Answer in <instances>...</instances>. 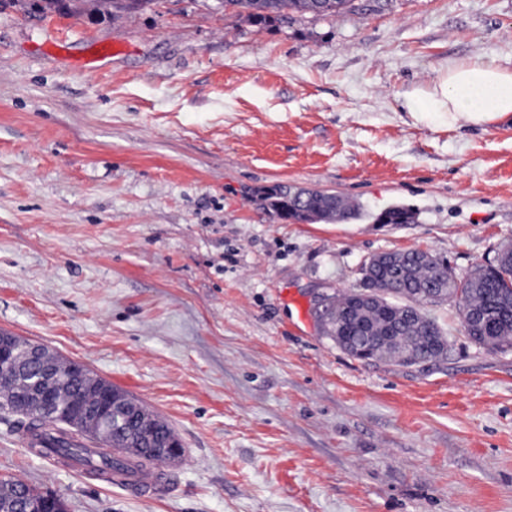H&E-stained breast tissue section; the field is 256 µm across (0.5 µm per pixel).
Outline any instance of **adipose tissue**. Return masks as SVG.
I'll return each instance as SVG.
<instances>
[{
  "label": "adipose tissue",
  "instance_id": "obj_1",
  "mask_svg": "<svg viewBox=\"0 0 512 512\" xmlns=\"http://www.w3.org/2000/svg\"><path fill=\"white\" fill-rule=\"evenodd\" d=\"M414 112H443L449 125H489L512 116V68L477 58L450 65L430 91L411 98Z\"/></svg>",
  "mask_w": 512,
  "mask_h": 512
}]
</instances>
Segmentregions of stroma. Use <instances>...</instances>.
<instances>
[{"mask_svg": "<svg viewBox=\"0 0 512 512\" xmlns=\"http://www.w3.org/2000/svg\"><path fill=\"white\" fill-rule=\"evenodd\" d=\"M355 5L264 26L217 0L0 7V332L138 399L184 449L142 497L0 422V478L68 512H512V348L472 344L442 304L445 358L361 361L311 314L371 255L420 248L462 276L512 246V118L406 105L450 64L512 68V0ZM279 184L362 215L249 201ZM392 205L414 221L376 223ZM164 0H9V3L25 13L80 14L84 11L111 16L114 11L135 10ZM88 6V7H87ZM277 185L254 192L253 201L282 220L307 224L345 222L361 216L359 205L338 194Z\"/></svg>", "mask_w": 512, "mask_h": 512, "instance_id": "stroma-1", "label": "stroma"}]
</instances>
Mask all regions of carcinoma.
Listing matches in <instances>:
<instances>
[{
	"label": "carcinoma",
	"mask_w": 512,
	"mask_h": 512,
	"mask_svg": "<svg viewBox=\"0 0 512 512\" xmlns=\"http://www.w3.org/2000/svg\"><path fill=\"white\" fill-rule=\"evenodd\" d=\"M160 0H9V3L27 13L43 16L52 13L80 14L84 11L112 15L115 12L135 10L156 4ZM354 0H221L224 10L246 15L255 25H265L283 19H329L353 9ZM253 201L262 209L282 220L307 224L345 222L361 216V208L347 202L338 194L300 190L282 185L261 188L254 192ZM414 219L413 213L403 207H390L377 217L379 224H407ZM375 283L385 288L395 286L397 309L408 303V297L426 288H442L437 296H428L427 305L451 303L456 309L471 307L485 315V321L465 329L468 338L483 347L505 350L512 348V247L500 250L488 265H479L465 276L458 278L448 271L445 260L437 257L433 264L412 263L371 267ZM387 314H374L356 319L349 328L351 341L361 346L372 342L376 332L389 322ZM446 340L444 331L426 310H420L418 318L404 329L403 344L420 354H431L438 359L444 355L435 348ZM20 386L12 374L0 376V418L7 421L17 417L16 424L30 435V451L52 456L58 462L69 465L78 463L87 474L99 476L119 474L132 476L136 472L157 465L175 463V458L163 455H147L141 449V432L136 424L126 420L112 425V434L90 447L86 436L78 430L56 425L51 414L63 413L70 407L71 393L59 396L56 403L46 407L38 402H19L7 405ZM11 478L0 480V512H14V487ZM30 501L36 504L35 512H67L65 501L48 491L27 486Z\"/></svg>",
	"instance_id": "1"
}]
</instances>
